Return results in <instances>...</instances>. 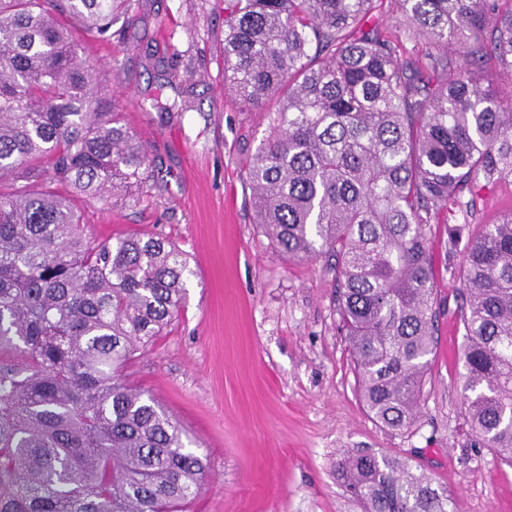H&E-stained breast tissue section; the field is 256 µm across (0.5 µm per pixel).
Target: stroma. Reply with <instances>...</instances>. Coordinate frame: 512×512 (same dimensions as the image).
<instances>
[{
    "label": "stroma",
    "mask_w": 512,
    "mask_h": 512,
    "mask_svg": "<svg viewBox=\"0 0 512 512\" xmlns=\"http://www.w3.org/2000/svg\"><path fill=\"white\" fill-rule=\"evenodd\" d=\"M116 28L109 39L76 30L79 55L105 70L158 181L79 207L93 240L148 233L188 256L184 304L122 379L206 456L191 512H362L336 476L357 452L409 461L447 489L451 512H512V465L466 424L463 253L448 244L512 209V177L431 227L435 348L414 424L389 429L357 392L333 257L288 259L255 222L247 168L276 105L246 109L228 90L222 0H146Z\"/></svg>",
    "instance_id": "stroma-1"
}]
</instances>
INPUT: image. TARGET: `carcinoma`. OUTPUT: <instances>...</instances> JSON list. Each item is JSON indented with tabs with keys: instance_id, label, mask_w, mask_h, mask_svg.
I'll return each mask as SVG.
<instances>
[{
	"instance_id": "obj_1",
	"label": "carcinoma",
	"mask_w": 512,
	"mask_h": 512,
	"mask_svg": "<svg viewBox=\"0 0 512 512\" xmlns=\"http://www.w3.org/2000/svg\"><path fill=\"white\" fill-rule=\"evenodd\" d=\"M132 2L0 0V512H187L201 490L206 458L121 381L183 304L188 258L93 241L77 206L148 177L70 26L110 37ZM384 2L224 0V76L247 107L279 101L248 169L256 223L290 259L335 257L360 397L404 430L434 349L430 226L512 176V0H394L409 36L462 57L445 76L382 30ZM463 254L466 421L512 465V210ZM336 475L364 512H450L384 455Z\"/></svg>"
}]
</instances>
